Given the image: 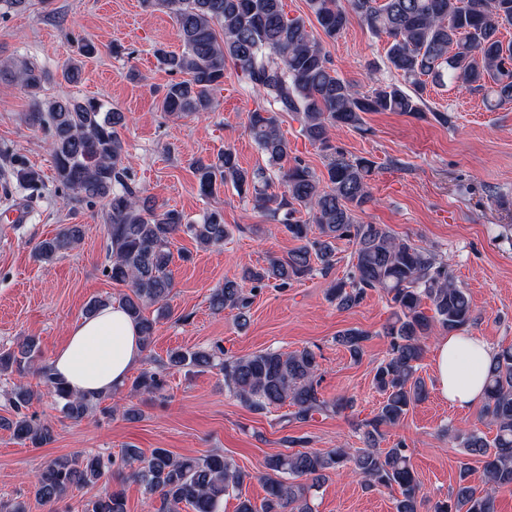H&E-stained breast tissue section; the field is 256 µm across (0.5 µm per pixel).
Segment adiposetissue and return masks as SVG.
I'll return each mask as SVG.
<instances>
[{
    "instance_id": "adipose-tissue-1",
    "label": "adipose tissue",
    "mask_w": 512,
    "mask_h": 512,
    "mask_svg": "<svg viewBox=\"0 0 512 512\" xmlns=\"http://www.w3.org/2000/svg\"><path fill=\"white\" fill-rule=\"evenodd\" d=\"M493 355L492 347L481 337L469 333L439 337L433 371L440 396L461 412L481 402ZM142 357L137 324L120 303L112 302L70 327L65 344L54 351L50 366L65 386L89 395L122 385Z\"/></svg>"
}]
</instances>
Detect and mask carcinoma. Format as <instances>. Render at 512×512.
Returning a JSON list of instances; mask_svg holds the SVG:
<instances>
[{"mask_svg":"<svg viewBox=\"0 0 512 512\" xmlns=\"http://www.w3.org/2000/svg\"><path fill=\"white\" fill-rule=\"evenodd\" d=\"M142 6L172 16L180 51L156 50L160 66L175 76L164 88L161 110L172 115L211 111L213 93L224 84L226 65L234 63L253 89L271 106L250 112L246 132L268 157L269 166L246 169L226 148L216 159L193 163L200 192L216 193L230 184L251 193L255 207L283 213L282 225L298 242L285 259H273L263 268H246L238 278L224 279L213 291L216 311L237 310L247 321L252 289L274 280L285 287L315 272L325 276L338 263L336 241L353 245L347 277L329 288L340 309H351L372 292L386 295L392 308L383 327L388 339L386 357L376 366L373 384L383 396L363 434L364 447L316 451L305 448V437H285L288 451L268 456L260 478L265 496L255 504L239 500L237 512H313L308 492L329 474L342 472L368 487H397L395 512H419L421 486L405 443L378 448L382 428L400 424L410 408L423 399L426 385L418 374L425 341L438 328L465 332L476 323L466 289L455 282L449 263L406 239L385 224H363L357 213L372 201L374 162L356 157L331 143V129L360 130L369 112H398L419 116L428 110L427 83L454 84L482 95L495 108L512 102V42L502 31L512 27V0H308L323 33L316 36L306 19L286 17L283 0H141ZM354 12L376 34L389 39L388 64L403 80L383 83L368 92L341 78L323 46L336 39ZM0 81L20 85L32 103L26 123L47 136L56 181L69 200L108 211L106 250L109 263L103 273L129 289L120 304L138 324L143 348L151 350L156 320L144 314L145 304L163 302L173 288L170 266L172 243L183 233L200 247H221L230 237L224 215L210 211L193 222L184 213L167 208L137 187L126 157L121 130L126 116L118 109L103 110L94 99L48 98V72L26 59L0 61ZM301 115V132L327 158L326 173L317 174L301 161L288 159V141L281 134L278 113ZM282 191L269 192L274 182ZM42 182L40 172L21 164L4 170L3 190L33 192ZM306 210L308 219L297 217ZM83 225L64 224L52 237L34 246L38 261L51 263L73 249L83 237ZM369 333L347 329L336 342L358 362ZM223 351L175 349L157 369L142 370L131 388L146 395L165 390V370L217 368L225 390L250 410L264 413L289 404L284 422L303 423L315 415L343 412L352 401L328 402L320 397V355L303 348L292 352L265 350L243 358H222ZM37 372L64 417L82 419L102 395H78L57 381L40 363L38 340L27 336L13 347L0 348V377L22 379ZM33 393L23 383L9 393L13 418L5 420L23 445L42 448L52 442L53 428L29 413ZM479 418L495 426L487 439L472 428L448 434L466 457H479L487 487L468 484L469 463L461 462L455 492L438 500L430 512H495L493 491L512 485V346L495 353L488 368ZM128 477L140 483L149 498L159 502L156 512H220L224 496L241 489L252 475L219 453L176 457L156 448L144 457L137 448L122 450ZM115 465L110 457L73 454L43 463L34 476L37 500L52 504L77 487L94 486ZM83 512H126L121 490L86 501Z\"/></svg>","mask_w":512,"mask_h":512,"instance_id":"carcinoma-1","label":"carcinoma"}]
</instances>
